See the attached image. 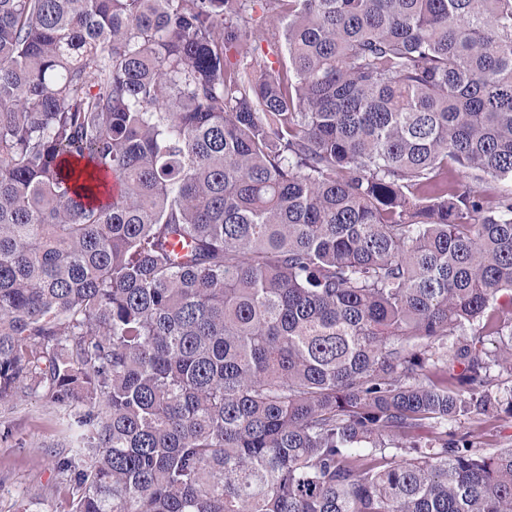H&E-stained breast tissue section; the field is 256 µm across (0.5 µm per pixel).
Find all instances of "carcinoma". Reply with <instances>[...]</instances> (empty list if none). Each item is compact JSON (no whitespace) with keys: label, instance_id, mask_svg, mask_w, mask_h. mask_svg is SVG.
<instances>
[{"label":"carcinoma","instance_id":"obj_1","mask_svg":"<svg viewBox=\"0 0 512 512\" xmlns=\"http://www.w3.org/2000/svg\"><path fill=\"white\" fill-rule=\"evenodd\" d=\"M509 379L512 0H0V401L70 411L69 512H512Z\"/></svg>","mask_w":512,"mask_h":512}]
</instances>
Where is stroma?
I'll use <instances>...</instances> for the list:
<instances>
[{
    "instance_id": "1",
    "label": "stroma",
    "mask_w": 512,
    "mask_h": 512,
    "mask_svg": "<svg viewBox=\"0 0 512 512\" xmlns=\"http://www.w3.org/2000/svg\"><path fill=\"white\" fill-rule=\"evenodd\" d=\"M0 421L13 430L0 439V512H16L20 494L34 490L42 495L40 512H66L70 491L59 484L54 460L72 443L67 411L29 398L0 403Z\"/></svg>"
}]
</instances>
